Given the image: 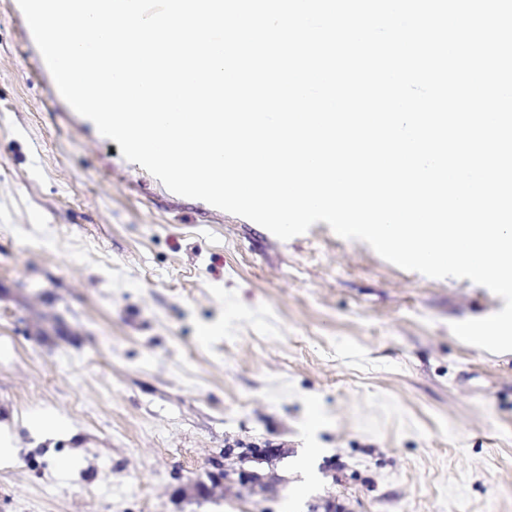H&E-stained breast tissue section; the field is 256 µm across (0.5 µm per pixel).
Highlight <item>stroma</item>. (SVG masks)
Returning <instances> with one entry per match:
<instances>
[{"mask_svg":"<svg viewBox=\"0 0 512 512\" xmlns=\"http://www.w3.org/2000/svg\"><path fill=\"white\" fill-rule=\"evenodd\" d=\"M504 305L171 192L0 0V512H512V353L450 330ZM216 461L223 487L178 496ZM242 469L278 498L242 496Z\"/></svg>","mask_w":512,"mask_h":512,"instance_id":"stroma-1","label":"stroma"}]
</instances>
